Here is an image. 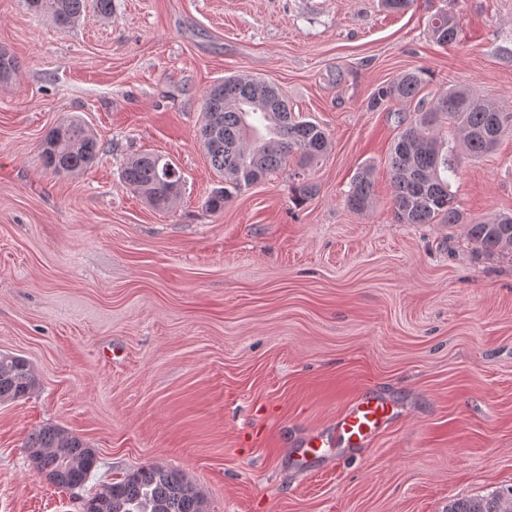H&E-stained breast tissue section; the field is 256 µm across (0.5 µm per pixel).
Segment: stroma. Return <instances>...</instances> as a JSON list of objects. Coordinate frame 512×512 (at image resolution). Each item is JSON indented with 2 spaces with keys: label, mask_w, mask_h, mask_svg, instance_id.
Here are the masks:
<instances>
[{
  "label": "stroma",
  "mask_w": 512,
  "mask_h": 512,
  "mask_svg": "<svg viewBox=\"0 0 512 512\" xmlns=\"http://www.w3.org/2000/svg\"><path fill=\"white\" fill-rule=\"evenodd\" d=\"M455 12L461 40L428 33ZM0 353L39 381L0 404V512H82L99 485L145 464L183 472L206 512H446L512 487V257L464 225L400 224L388 158L396 113L375 89L427 71V98L465 85L512 112V0H112L62 31L0 0ZM260 77L331 148L304 178L279 171L213 213L219 185L198 139L203 96ZM80 116L102 145L77 174L39 144ZM172 161L185 184L159 212L121 180L132 156ZM373 168L375 206L345 194ZM308 180L316 192L297 202ZM465 218L512 213V131L459 154ZM368 390L395 421L367 448L302 458ZM44 425L97 454L84 487L38 475L22 445Z\"/></svg>",
  "instance_id": "stroma-1"
}]
</instances>
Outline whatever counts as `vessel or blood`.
Segmentation results:
<instances>
[{"instance_id":"obj_1","label":"vessel or blood","mask_w":512,"mask_h":512,"mask_svg":"<svg viewBox=\"0 0 512 512\" xmlns=\"http://www.w3.org/2000/svg\"><path fill=\"white\" fill-rule=\"evenodd\" d=\"M394 411L383 398L361 393L352 398L338 414L332 432L311 433L305 443L307 452L319 455L340 441L348 448H363L392 420Z\"/></svg>"}]
</instances>
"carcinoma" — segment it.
I'll return each instance as SVG.
<instances>
[{"instance_id": "1", "label": "carcinoma", "mask_w": 512, "mask_h": 512, "mask_svg": "<svg viewBox=\"0 0 512 512\" xmlns=\"http://www.w3.org/2000/svg\"><path fill=\"white\" fill-rule=\"evenodd\" d=\"M27 9L44 15L61 29L73 27L83 15L86 0H26ZM430 37L442 46L459 42V22L451 12L437 13L428 24ZM17 69L16 58L0 49V83ZM426 71L416 68L378 87L370 98L376 110L393 100L417 101L411 118H399L400 131L391 151L392 207L400 224L438 222L466 225L469 239L487 254L512 253V215H496L475 222L465 220L450 190L456 174L455 147L461 142L473 158L494 151L503 133L512 128V112L481 98L473 89L450 85L448 92L428 99L420 96ZM198 138L212 168L224 185L205 201L214 212L224 200L295 157L306 166L329 147L328 133L320 125L292 115L280 91L259 78L230 76L212 85L203 97V120ZM101 147L94 132L77 116L63 119L45 136L40 153L54 174H74L99 159ZM162 156L142 153L127 163L121 178L127 188L153 209L169 210L175 200L164 173ZM346 206L366 212L373 205L371 166L354 176L345 196ZM38 385L28 360L11 356L0 361V403L27 397ZM23 448L36 473L59 488L85 484L96 466L97 455L79 436L54 425L32 432ZM101 502L92 494L82 512H201V496L180 471L143 465L119 482L107 484ZM512 489L480 498L458 499L448 512H509Z\"/></svg>"}]
</instances>
